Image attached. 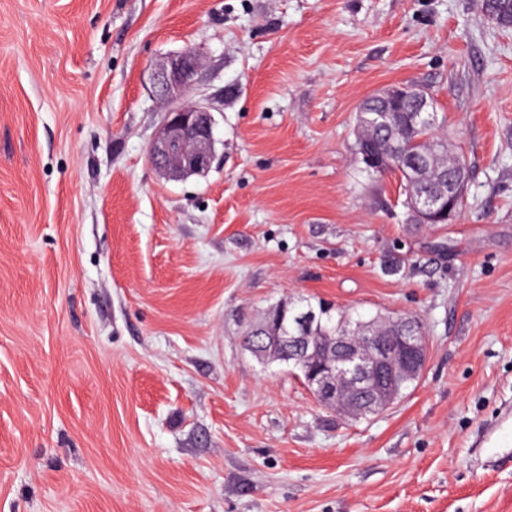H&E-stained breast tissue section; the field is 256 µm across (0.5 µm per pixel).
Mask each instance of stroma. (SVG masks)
I'll return each mask as SVG.
<instances>
[{"instance_id": "obj_1", "label": "stroma", "mask_w": 512, "mask_h": 512, "mask_svg": "<svg viewBox=\"0 0 512 512\" xmlns=\"http://www.w3.org/2000/svg\"><path fill=\"white\" fill-rule=\"evenodd\" d=\"M480 0H0V512H512V29ZM194 47L219 161L146 153ZM433 95L469 182L413 226L360 102ZM399 261V273L386 264ZM413 313L429 359L357 421L241 336L279 300ZM512 420V409L507 413L501 414L498 416L485 430L483 435L482 446L483 448H487L486 445L492 442L493 436L498 433L496 438L494 439V443L501 445L499 448H508L509 441L512 444V421L510 425V433L509 428L504 427V424L508 422V420Z\"/></svg>"}]
</instances>
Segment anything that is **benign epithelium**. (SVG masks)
<instances>
[{"mask_svg": "<svg viewBox=\"0 0 512 512\" xmlns=\"http://www.w3.org/2000/svg\"><path fill=\"white\" fill-rule=\"evenodd\" d=\"M201 68L197 52L186 48L166 56L150 69L148 81L154 95L167 105L166 119L151 142L148 163L163 178L180 181L203 176L216 159L215 119L210 107L186 102ZM421 117L436 111L427 90L411 83L389 85L360 104L357 131L363 142L362 161L380 175L396 172L408 176L412 219L416 224H445L460 213L469 180L462 156L450 154L453 169L444 173L437 193L419 187L418 169L412 157L378 150L376 135L402 134L396 116L401 104ZM319 308L288 310L291 319H270L264 314L252 328L247 350L260 361L292 360L302 366L307 388L316 402L348 416L379 414L396 403L405 388L417 381L427 363L426 330L419 317L343 318L336 333L317 338L314 327L323 312Z\"/></svg>", "mask_w": 512, "mask_h": 512, "instance_id": "obj_1", "label": "benign epithelium"}]
</instances>
